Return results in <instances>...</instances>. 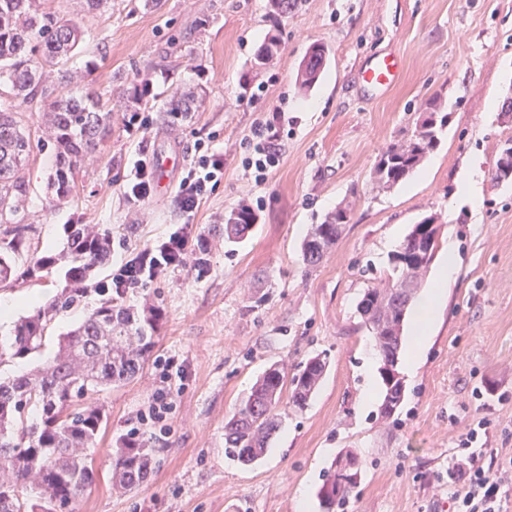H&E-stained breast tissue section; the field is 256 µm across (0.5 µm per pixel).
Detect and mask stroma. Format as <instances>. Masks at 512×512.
<instances>
[{
	"label": "stroma",
	"instance_id": "35a3bbf8",
	"mask_svg": "<svg viewBox=\"0 0 512 512\" xmlns=\"http://www.w3.org/2000/svg\"><path fill=\"white\" fill-rule=\"evenodd\" d=\"M42 8L84 17L88 32L70 65L75 83L102 95L112 108V132L74 173L71 199L52 205L54 148L40 103L20 116L32 141L24 174L25 211L34 231L29 254L58 252L70 224L110 229L114 246L95 279L104 281L131 248L178 224H192L208 244L204 275L179 268L147 294L164 319L143 373L102 393L106 432L95 449L96 481L79 512H297L300 495L314 498L324 471L341 449L363 462L361 480L343 512H452L454 480L466 462L458 440L487 420L485 443L471 447L484 468L512 456V184L490 173L497 147L512 137V117L490 111V100L512 97V0H112L109 10L84 16L82 0H39ZM278 33L272 61L255 68L266 36ZM327 58L319 81L299 90L296 74L312 43ZM395 51L401 83L383 95L367 90L363 62ZM96 60L86 70V60ZM151 74L150 96L163 100L170 83L194 91L196 112L177 123L140 108L146 123L128 133L125 79ZM441 95L448 124L424 159L428 176L411 174L378 188L373 168L389 146L413 131L422 105ZM286 113L279 127L282 160L264 184L243 167L241 142L253 124ZM212 142L224 155V178L192 214L173 194L153 193L131 214L123 185L141 157L163 153L194 159V143ZM478 162L485 179L477 208L464 204L463 164ZM258 219L245 240L225 243L214 225L239 203ZM349 222L336 246L306 269L301 242L309 225L337 206ZM434 214L440 248L456 244L457 272L415 375L404 376L405 399L386 423L377 406L362 409L364 353L373 341L356 304L366 288L391 272L397 236ZM65 286L52 269L0 297L39 296L47 308ZM34 307V308H37ZM34 308H20V315ZM323 353L324 381L308 406L282 399V424L268 455L246 467L224 456V418L253 379L275 361L289 370ZM175 358L176 410L165 435L150 436L158 465L130 495L113 493L109 456L150 392L157 366Z\"/></svg>",
	"mask_w": 512,
	"mask_h": 512
}]
</instances>
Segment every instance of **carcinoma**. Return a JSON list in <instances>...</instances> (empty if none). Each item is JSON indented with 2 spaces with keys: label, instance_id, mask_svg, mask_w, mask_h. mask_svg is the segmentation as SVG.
Returning <instances> with one entry per match:
<instances>
[{
  "label": "carcinoma",
  "instance_id": "1",
  "mask_svg": "<svg viewBox=\"0 0 512 512\" xmlns=\"http://www.w3.org/2000/svg\"><path fill=\"white\" fill-rule=\"evenodd\" d=\"M85 35L83 20L38 9L34 0H0V284L32 278L55 267L65 269L68 287L51 312L20 318L7 336H0V365L41 353L52 316L85 297L87 281L112 254L111 231L85 224L66 229V242L56 254L33 256L18 272V260L32 232L25 223L27 184L22 169L30 151V135L19 125L20 110L42 103L56 151L51 177L56 202L68 201L74 171L112 131V109L100 95L71 81L65 65ZM272 34L255 54L262 67L278 51ZM324 56L319 45L309 48L297 74L303 88L319 79ZM149 94V80L133 79L126 88L129 101L140 104ZM196 96L175 90L158 108L170 120L193 111ZM448 124V113L435 99L427 102L412 134L383 152L374 167L378 184L392 187L404 181L433 150L434 131ZM224 224V241L242 240L257 221L254 209L241 203ZM347 210L338 208L320 224L311 225L302 244L303 263L314 268L336 245ZM441 225L433 214L412 226L391 254L392 274L364 291L357 303L361 324L375 341L381 361L385 396L379 419H391L401 406L405 386L398 363L403 349L407 310L436 253ZM163 312L156 305L129 306L104 297L82 320L59 337L55 354L29 372L0 379V512H75L95 481L90 449L104 430L107 415L100 393L139 375L149 361ZM327 359L308 358L293 376L282 363L270 364L224 419V455L244 466L260 462L280 429L277 413L284 389L292 404L303 409L319 388ZM348 470L331 466L318 491L322 512H336L348 501L362 470L357 454H340ZM155 449L143 434L127 433L112 449V490L137 491L156 467Z\"/></svg>",
  "mask_w": 512,
  "mask_h": 512
}]
</instances>
